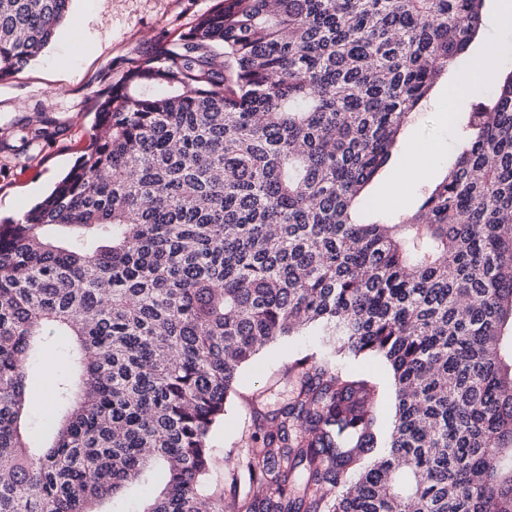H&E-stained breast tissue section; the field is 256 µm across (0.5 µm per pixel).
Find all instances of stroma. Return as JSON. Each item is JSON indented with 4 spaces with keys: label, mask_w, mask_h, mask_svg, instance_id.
<instances>
[{
    "label": "stroma",
    "mask_w": 512,
    "mask_h": 512,
    "mask_svg": "<svg viewBox=\"0 0 512 512\" xmlns=\"http://www.w3.org/2000/svg\"><path fill=\"white\" fill-rule=\"evenodd\" d=\"M504 0H489L481 37L451 73L454 82L470 74L472 57L483 54L490 43L512 40L494 20ZM214 0H72L67 20L52 43L5 82H0V216L19 218L46 196L59 177L81 155L93 132L100 93L112 80L129 51L149 47L164 32L187 28L207 12ZM471 100L449 96L448 85L433 90L422 111L412 115L390 163L372 183L371 220L387 221L395 209L420 202L427 184L442 177L458 152V131L451 115L469 111ZM45 128L36 142L28 132ZM427 143L437 154L425 175L409 182L401 177L412 148ZM323 339L319 329L262 348L256 361L242 373L241 390L267 388L266 408L286 403L291 385L286 371L293 359L310 352ZM68 353L64 338L51 337L42 344L40 360L28 366L32 401L29 427L37 443H44V415L52 406ZM249 417L245 405L234 401L223 422L211 435V465L205 494L219 501L228 491L225 479L230 451L247 438Z\"/></svg>",
    "instance_id": "1"
}]
</instances>
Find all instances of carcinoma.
<instances>
[{
  "instance_id": "obj_1",
  "label": "carcinoma",
  "mask_w": 512,
  "mask_h": 512,
  "mask_svg": "<svg viewBox=\"0 0 512 512\" xmlns=\"http://www.w3.org/2000/svg\"><path fill=\"white\" fill-rule=\"evenodd\" d=\"M71 0H0V82ZM486 0H215L134 48L92 141L0 226V512H512V71L476 84L445 177L392 223L359 217ZM322 326L287 407L256 409L204 498L214 426L263 346ZM72 342L52 439L26 366ZM374 356L386 390L349 362ZM356 370L370 371L378 376L388 389V413L391 417L394 409V396L391 389V375L385 364L376 358H361L350 363Z\"/></svg>"
}]
</instances>
